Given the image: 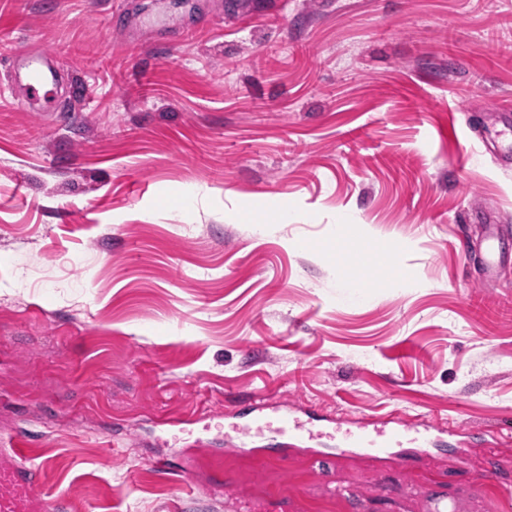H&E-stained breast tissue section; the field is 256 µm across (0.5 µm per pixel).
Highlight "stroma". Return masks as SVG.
Listing matches in <instances>:
<instances>
[{"label": "stroma", "instance_id": "stroma-1", "mask_svg": "<svg viewBox=\"0 0 512 512\" xmlns=\"http://www.w3.org/2000/svg\"><path fill=\"white\" fill-rule=\"evenodd\" d=\"M16 47L58 69L46 110ZM8 82L0 438L35 439L46 500L358 512L336 481L423 512L434 482L463 512H512V443L489 482L447 437L400 461L340 460L324 437L329 481L224 439L225 409L260 396L479 437L512 418V263L481 282L470 216L496 213L512 246V162L468 132L512 101V0H0Z\"/></svg>", "mask_w": 512, "mask_h": 512}]
</instances>
